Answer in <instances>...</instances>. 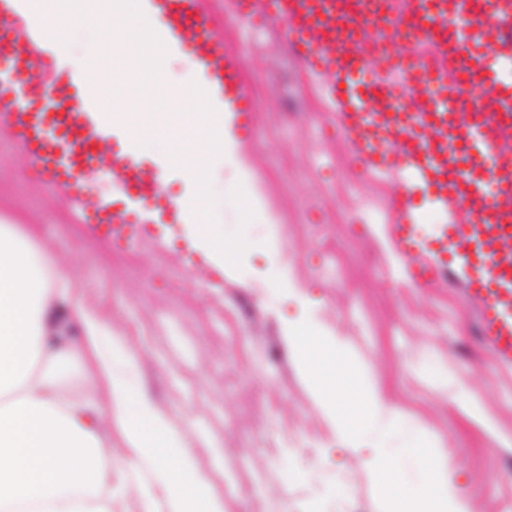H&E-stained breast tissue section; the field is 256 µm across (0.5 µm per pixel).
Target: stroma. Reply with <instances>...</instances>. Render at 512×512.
I'll return each instance as SVG.
<instances>
[{
    "instance_id": "35a3bbf8",
    "label": "stroma",
    "mask_w": 512,
    "mask_h": 512,
    "mask_svg": "<svg viewBox=\"0 0 512 512\" xmlns=\"http://www.w3.org/2000/svg\"><path fill=\"white\" fill-rule=\"evenodd\" d=\"M244 69L265 87L243 138L255 192L275 224L241 225L232 199L221 229L243 231L241 270L205 255L186 267L179 242L159 251L113 243L87 224L46 210L42 190L9 182L37 218L36 243L61 255L87 308L131 357L114 371L170 419L224 512H381L370 448L340 436L285 336L308 315L355 351L388 406L403 414L393 447L425 438L470 512H512V367L480 339L474 305L437 280L410 286L388 242L393 179L365 173L350 156L317 81L282 50L279 27L254 28ZM288 263L300 293L270 283ZM223 278V288L211 287ZM447 365L438 386L425 360ZM240 464L233 495L224 465ZM343 483L336 494L335 483Z\"/></svg>"
}]
</instances>
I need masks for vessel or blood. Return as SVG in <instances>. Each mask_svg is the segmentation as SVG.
<instances>
[{
	"label": "vessel or blood",
	"mask_w": 512,
	"mask_h": 512,
	"mask_svg": "<svg viewBox=\"0 0 512 512\" xmlns=\"http://www.w3.org/2000/svg\"><path fill=\"white\" fill-rule=\"evenodd\" d=\"M169 53L190 55L216 110L249 132L243 58L225 49L224 10L278 22L297 60L325 80L336 127L368 173L399 195L391 244L407 281L444 273L479 306L480 335L512 364V0H140ZM98 76L78 75L21 0H0V175L35 174L72 224L127 233L197 257L193 194L101 117ZM114 193L99 195L100 180Z\"/></svg>",
	"instance_id": "b4317fda"
}]
</instances>
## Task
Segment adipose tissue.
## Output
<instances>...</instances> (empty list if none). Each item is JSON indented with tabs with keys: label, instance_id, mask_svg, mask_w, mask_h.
<instances>
[{
	"label": "adipose tissue",
	"instance_id": "obj_1",
	"mask_svg": "<svg viewBox=\"0 0 512 512\" xmlns=\"http://www.w3.org/2000/svg\"><path fill=\"white\" fill-rule=\"evenodd\" d=\"M78 313L82 354L91 368L70 396L71 349H54L52 305ZM103 324L83 305L71 275L16 224H0V512H121L112 491V451L96 416L125 448L154 465L137 484L139 512H224V501L184 453L169 417L113 371L127 359L121 338L100 342Z\"/></svg>",
	"mask_w": 512,
	"mask_h": 512
}]
</instances>
